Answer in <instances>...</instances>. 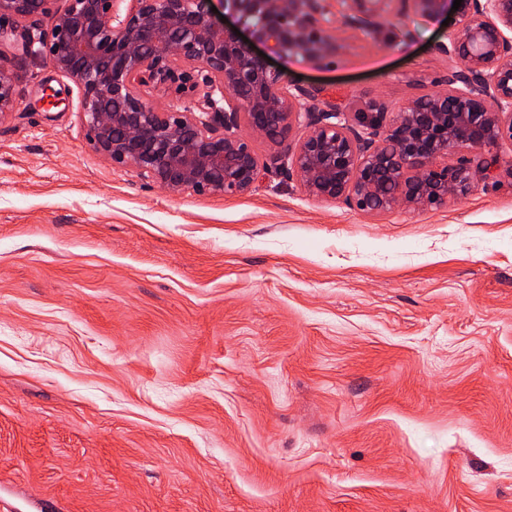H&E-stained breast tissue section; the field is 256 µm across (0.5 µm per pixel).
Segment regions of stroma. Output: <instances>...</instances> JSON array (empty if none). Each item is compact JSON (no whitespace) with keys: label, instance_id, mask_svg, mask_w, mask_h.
<instances>
[{"label":"stroma","instance_id":"35a3bbf8","mask_svg":"<svg viewBox=\"0 0 512 512\" xmlns=\"http://www.w3.org/2000/svg\"><path fill=\"white\" fill-rule=\"evenodd\" d=\"M0 19V496L62 512H512V143L376 215L271 165L169 194L86 141L82 92ZM441 19L337 25L284 66L356 117L442 91ZM15 94V78L13 73L0 65V121L8 114Z\"/></svg>","mask_w":512,"mask_h":512}]
</instances>
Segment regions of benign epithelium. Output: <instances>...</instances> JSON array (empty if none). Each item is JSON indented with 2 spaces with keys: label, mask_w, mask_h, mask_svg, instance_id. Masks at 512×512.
<instances>
[{
  "label": "benign epithelium",
  "mask_w": 512,
  "mask_h": 512,
  "mask_svg": "<svg viewBox=\"0 0 512 512\" xmlns=\"http://www.w3.org/2000/svg\"><path fill=\"white\" fill-rule=\"evenodd\" d=\"M0 0V18L52 15L42 37L52 65L82 90L87 143L114 167H132L169 193L254 190L266 167L255 143L280 147L273 163L319 199L371 215L396 205L434 207L494 178L512 142V0H462L448 42L446 89L392 116L354 125L334 106L302 108L314 88L287 85L234 30L215 24L207 0ZM251 38L311 63L336 57L337 23L371 36L394 13L431 19L448 0H224ZM150 88L189 98L161 110ZM15 94L0 66V121ZM309 132L290 138L301 112Z\"/></svg>",
  "instance_id": "benign-epithelium-1"
}]
</instances>
